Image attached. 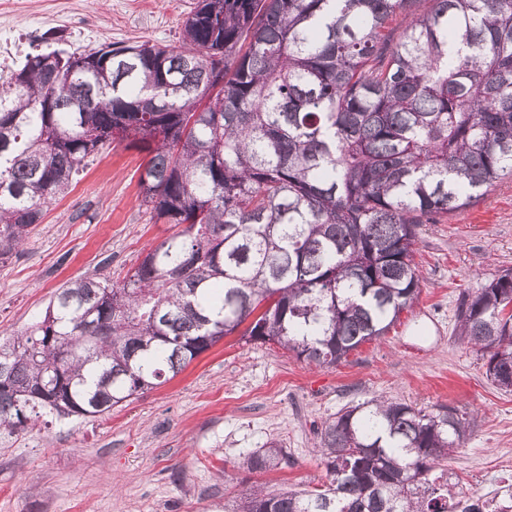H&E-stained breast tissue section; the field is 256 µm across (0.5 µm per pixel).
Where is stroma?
<instances>
[{
  "label": "stroma",
  "instance_id": "1",
  "mask_svg": "<svg viewBox=\"0 0 512 512\" xmlns=\"http://www.w3.org/2000/svg\"><path fill=\"white\" fill-rule=\"evenodd\" d=\"M194 0H6L24 49L48 29L82 54L150 41L177 45ZM144 153L117 140L43 219L17 255L0 262V340L45 312L80 277L122 281L174 234L138 199ZM414 260L420 294L390 330L334 366L272 343L224 337L175 378L107 415L38 422L0 433V512H234L236 484L270 492L326 482L316 430L344 407L377 396L419 408L455 407L473 423L448 464L455 492L488 498L512 464V391L489 381L455 335L457 300L512 268V177L469 207L422 227ZM288 467L239 469L270 441Z\"/></svg>",
  "mask_w": 512,
  "mask_h": 512
}]
</instances>
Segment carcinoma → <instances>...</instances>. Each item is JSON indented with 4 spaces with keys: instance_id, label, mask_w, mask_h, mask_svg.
<instances>
[{
    "instance_id": "obj_1",
    "label": "carcinoma",
    "mask_w": 512,
    "mask_h": 512,
    "mask_svg": "<svg viewBox=\"0 0 512 512\" xmlns=\"http://www.w3.org/2000/svg\"><path fill=\"white\" fill-rule=\"evenodd\" d=\"M196 0L178 47L32 48L0 74V260L119 138L149 156L151 219L180 231L123 281L83 278L0 343V429L96 417L234 333L333 366L420 293L421 226L512 175V0ZM112 292V300L106 292ZM512 271L456 311L512 373ZM469 423L373 399L318 434L328 483L238 489L239 512H484L443 462ZM288 464L278 442L242 467Z\"/></svg>"
}]
</instances>
